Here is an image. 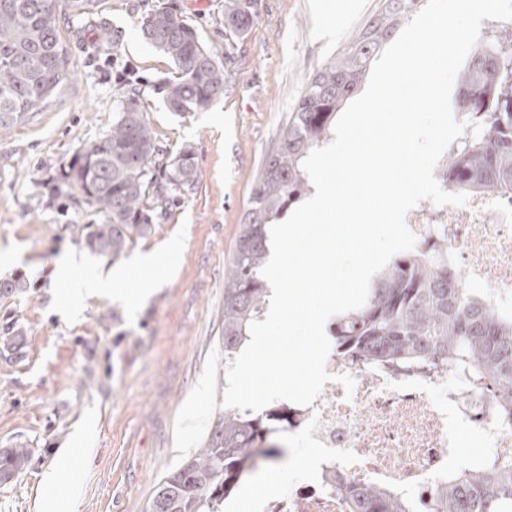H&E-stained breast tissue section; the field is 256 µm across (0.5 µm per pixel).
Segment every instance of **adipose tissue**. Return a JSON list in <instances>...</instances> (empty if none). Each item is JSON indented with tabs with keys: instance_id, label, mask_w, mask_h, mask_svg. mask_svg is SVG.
Instances as JSON below:
<instances>
[{
	"instance_id": "adipose-tissue-1",
	"label": "adipose tissue",
	"mask_w": 512,
	"mask_h": 512,
	"mask_svg": "<svg viewBox=\"0 0 512 512\" xmlns=\"http://www.w3.org/2000/svg\"><path fill=\"white\" fill-rule=\"evenodd\" d=\"M139 267L145 268V276L130 280L127 271L112 269L99 274L74 276L77 265L75 254L63 253L54 263L50 275L52 280L68 282L64 300L68 306H76L90 294L114 295L123 299L130 307L139 306L150 296L158 277L165 271L159 267L157 260L151 256L138 259ZM74 447L62 450L55 458L51 469L44 476V493L40 500L39 512H79L83 491L82 482H73L68 491L66 506H59L56 490L57 473L61 470L82 469L84 462L90 458L96 442V429L93 422H86L74 437Z\"/></svg>"
}]
</instances>
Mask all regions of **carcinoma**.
<instances>
[{"instance_id": "1", "label": "carcinoma", "mask_w": 512, "mask_h": 512, "mask_svg": "<svg viewBox=\"0 0 512 512\" xmlns=\"http://www.w3.org/2000/svg\"><path fill=\"white\" fill-rule=\"evenodd\" d=\"M420 0H384L377 17L339 57L314 74L267 155L254 189L248 222L241 225L224 286V363L250 339L249 324L268 304L271 289L260 270L267 262V228L308 190L302 161L334 135L338 115L353 99L372 63ZM242 0H224L225 25L247 29ZM144 40L173 63L164 87L171 112H194L224 95V63L215 48L161 3L141 17ZM500 45L477 44L460 95L473 99L463 112L475 132L450 153L443 180L453 192L477 191L512 201V33ZM69 75L53 0H0V127L39 112ZM130 87L112 128L100 143L75 154L64 174L74 202L102 216L77 230L93 251L118 258L132 236L153 230L170 193L195 181L194 155L184 148L171 165ZM336 354L349 362H375L424 372L441 362L457 367L473 388L492 394L512 421V312L492 307L487 295L463 286L453 272L448 243L432 235L391 263L370 286L366 304L333 328ZM268 411L226 408L202 448L155 486L145 512H221L243 480L265 459L282 455ZM29 451L0 453V482L27 464ZM346 512H414L393 490L343 486ZM434 512H512V457L486 459L472 471L448 474L432 497Z\"/></svg>"}]
</instances>
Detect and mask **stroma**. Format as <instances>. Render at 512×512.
<instances>
[{
  "label": "stroma",
  "mask_w": 512,
  "mask_h": 512,
  "mask_svg": "<svg viewBox=\"0 0 512 512\" xmlns=\"http://www.w3.org/2000/svg\"><path fill=\"white\" fill-rule=\"evenodd\" d=\"M163 0H101L93 20L54 13L71 76L47 107L0 128V255L13 254L0 282V333L16 331L20 351L0 356V451L23 446L30 459L0 484V512H38L43 474L87 418L97 451L83 478L80 512H144L158 481L200 448L224 399V285L241 224L267 154L309 79L347 48L383 0H250L252 23L227 28L224 0H164L216 46L224 95L196 112H170L162 84L174 66L144 41L140 19ZM101 22V41L91 21ZM102 28V29H103ZM168 156L191 148L196 180L174 197L152 232L118 259L86 246L75 227L97 224L94 209L53 193L75 153L112 127L127 86ZM183 243L169 256L171 240ZM106 268H132L150 254L171 274L137 310L107 295L63 310V283L49 272L61 252Z\"/></svg>",
  "instance_id": "stroma-1"
}]
</instances>
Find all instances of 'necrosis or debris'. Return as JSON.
Listing matches in <instances>:
<instances>
[{"mask_svg":"<svg viewBox=\"0 0 512 512\" xmlns=\"http://www.w3.org/2000/svg\"><path fill=\"white\" fill-rule=\"evenodd\" d=\"M488 205V198L471 192L443 217L457 276L501 310L512 304V209L501 211L499 223L486 224ZM326 369L333 380L322 395L309 407L289 404L280 425L289 447L318 449V472L265 501L262 512H344L339 480L396 490L414 499L416 512H432V491L455 465L453 434L461 425L489 453L512 454V424L499 420L491 394L471 388L447 365L397 372L332 355ZM342 374L353 377L352 393L338 383Z\"/></svg>","mask_w":512,"mask_h":512,"instance_id":"1","label":"necrosis or debris"}]
</instances>
